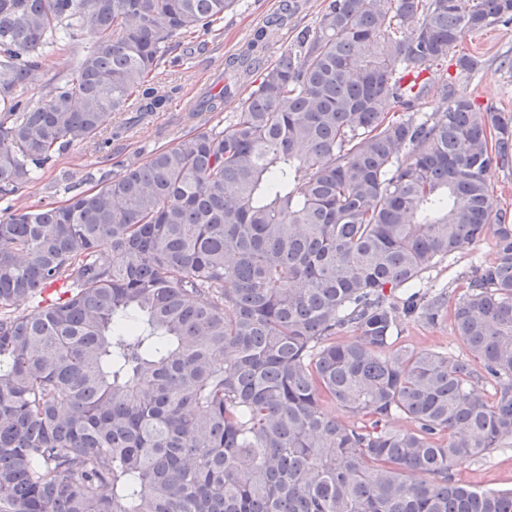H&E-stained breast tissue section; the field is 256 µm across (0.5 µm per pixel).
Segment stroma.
<instances>
[{"label":"stroma","instance_id":"stroma-1","mask_svg":"<svg viewBox=\"0 0 512 512\" xmlns=\"http://www.w3.org/2000/svg\"><path fill=\"white\" fill-rule=\"evenodd\" d=\"M328 0H235L224 14L221 30L183 38L173 48V62L160 65L155 86L164 95L162 108L131 123L129 130L112 142L113 154L127 162H143L156 148L174 144L191 126L205 124L209 115L195 111L205 95L219 92L229 60L248 58L256 65L242 74L235 98L224 103L225 118H232L239 100L260 80L263 65L276 61L294 48L302 31L315 30ZM467 54L477 59L468 74L459 72L456 60ZM430 93L417 103L419 114L431 116L448 108L439 89L451 83L481 108L512 114V23L496 24L473 32L434 62L426 74ZM96 154L85 147L70 148L39 171L35 180L9 199L14 207L41 202L64 204L68 185L88 189L87 176L98 169ZM494 259V241L485 238L465 245L425 273L421 286L442 296L447 306L467 287V278L478 263ZM397 342L416 350L465 355L450 320L431 324L414 315L403 318ZM460 482L482 489L512 488V448H499L486 458L466 462L454 470Z\"/></svg>","mask_w":512,"mask_h":512}]
</instances>
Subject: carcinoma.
<instances>
[{
    "instance_id": "obj_1",
    "label": "carcinoma",
    "mask_w": 512,
    "mask_h": 512,
    "mask_svg": "<svg viewBox=\"0 0 512 512\" xmlns=\"http://www.w3.org/2000/svg\"><path fill=\"white\" fill-rule=\"evenodd\" d=\"M233 2L0 0V199L160 108L173 39ZM500 22L512 0H329L228 127L226 84L201 105L216 124L63 205L0 209V512H512V489L453 476L512 448V224L490 190L512 115L446 84L436 119L391 116ZM67 44L75 70L26 97ZM489 235L449 314L466 355L396 345L403 317L447 315L407 289Z\"/></svg>"
}]
</instances>
